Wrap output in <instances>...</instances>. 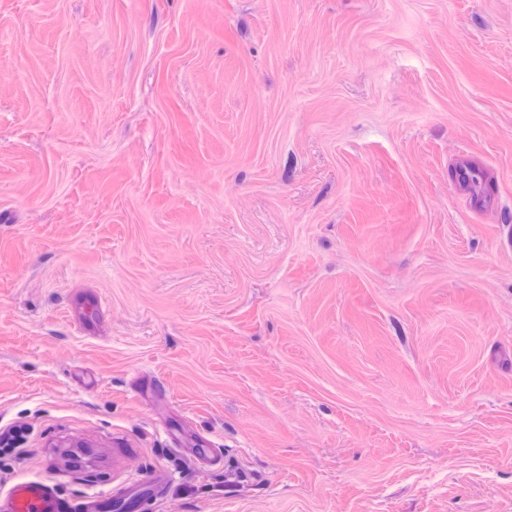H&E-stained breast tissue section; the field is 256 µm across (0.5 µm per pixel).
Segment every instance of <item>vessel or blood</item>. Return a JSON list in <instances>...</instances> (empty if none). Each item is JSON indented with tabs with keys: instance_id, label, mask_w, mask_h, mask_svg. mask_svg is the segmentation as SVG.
I'll list each match as a JSON object with an SVG mask.
<instances>
[{
	"instance_id": "obj_1",
	"label": "vessel or blood",
	"mask_w": 512,
	"mask_h": 512,
	"mask_svg": "<svg viewBox=\"0 0 512 512\" xmlns=\"http://www.w3.org/2000/svg\"><path fill=\"white\" fill-rule=\"evenodd\" d=\"M113 499L111 491L100 490L70 500L50 482L24 479L0 496V512H109Z\"/></svg>"
}]
</instances>
